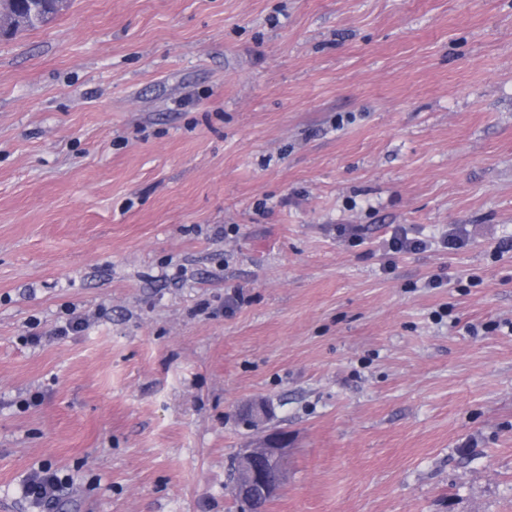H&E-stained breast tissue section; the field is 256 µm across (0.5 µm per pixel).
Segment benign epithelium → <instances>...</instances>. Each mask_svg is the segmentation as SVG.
<instances>
[{
  "label": "benign epithelium",
  "instance_id": "benign-epithelium-1",
  "mask_svg": "<svg viewBox=\"0 0 512 512\" xmlns=\"http://www.w3.org/2000/svg\"><path fill=\"white\" fill-rule=\"evenodd\" d=\"M289 454L286 433L273 431L263 445L242 448L236 456L234 493L246 507L257 496L272 499L281 491L286 476L285 460Z\"/></svg>",
  "mask_w": 512,
  "mask_h": 512
}]
</instances>
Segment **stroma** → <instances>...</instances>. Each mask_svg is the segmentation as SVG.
Returning <instances> with one entry per match:
<instances>
[{"mask_svg":"<svg viewBox=\"0 0 512 512\" xmlns=\"http://www.w3.org/2000/svg\"><path fill=\"white\" fill-rule=\"evenodd\" d=\"M511 240L512 0H72L0 41V512H239L254 401L266 512H512ZM428 245L429 243L425 239L409 237L402 226L393 228L388 241L389 252H391L392 255L426 250ZM288 454L287 435L283 431L269 433L262 446L239 450L234 493L246 508L258 501L257 493L268 499L279 494L285 482ZM62 480L50 466H41L31 472L21 485V493L32 503L47 511L59 499Z\"/></svg>","mask_w":512,"mask_h":512,"instance_id":"stroma-1","label":"stroma"}]
</instances>
